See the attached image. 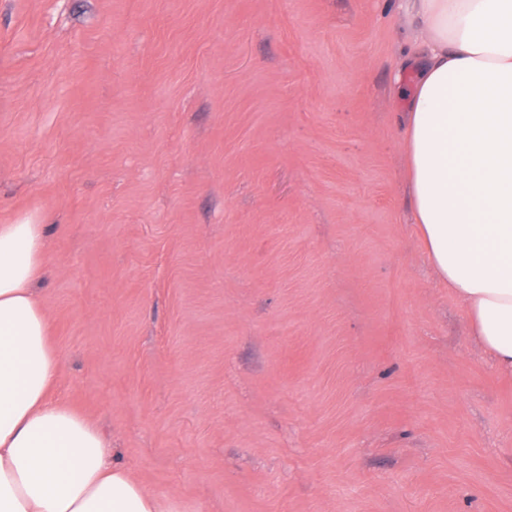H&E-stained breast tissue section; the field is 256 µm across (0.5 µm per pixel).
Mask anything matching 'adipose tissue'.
<instances>
[{"mask_svg":"<svg viewBox=\"0 0 512 512\" xmlns=\"http://www.w3.org/2000/svg\"><path fill=\"white\" fill-rule=\"evenodd\" d=\"M421 22L401 126L414 222L473 336L512 376V0H404ZM44 226L0 224V512H187L113 465L59 377L35 290Z\"/></svg>","mask_w":512,"mask_h":512,"instance_id":"obj_1","label":"adipose tissue"}]
</instances>
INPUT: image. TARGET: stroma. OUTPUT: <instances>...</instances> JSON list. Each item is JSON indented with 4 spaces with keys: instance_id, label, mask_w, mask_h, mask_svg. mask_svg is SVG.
I'll list each match as a JSON object with an SVG mask.
<instances>
[{
    "instance_id": "obj_1",
    "label": "stroma",
    "mask_w": 512,
    "mask_h": 512,
    "mask_svg": "<svg viewBox=\"0 0 512 512\" xmlns=\"http://www.w3.org/2000/svg\"><path fill=\"white\" fill-rule=\"evenodd\" d=\"M398 0H0V224L56 396L189 512H512V378L412 224Z\"/></svg>"
}]
</instances>
